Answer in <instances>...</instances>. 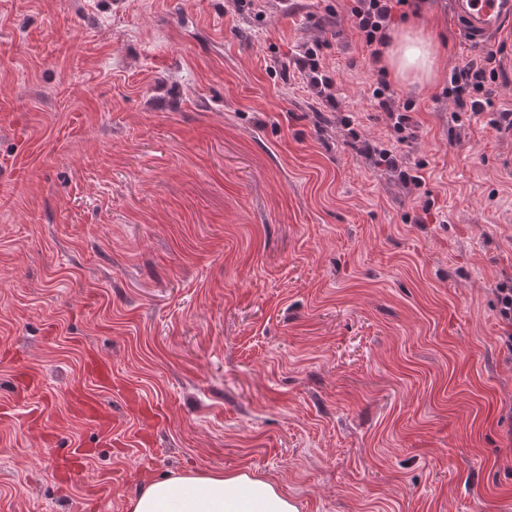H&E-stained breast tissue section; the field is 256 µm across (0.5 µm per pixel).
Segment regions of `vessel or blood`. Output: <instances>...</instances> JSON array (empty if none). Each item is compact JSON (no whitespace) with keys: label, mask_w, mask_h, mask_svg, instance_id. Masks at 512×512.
Instances as JSON below:
<instances>
[{"label":"vessel or blood","mask_w":512,"mask_h":512,"mask_svg":"<svg viewBox=\"0 0 512 512\" xmlns=\"http://www.w3.org/2000/svg\"><path fill=\"white\" fill-rule=\"evenodd\" d=\"M454 12L465 32L481 47L487 37L500 33L512 22V0H455ZM83 379L82 385L72 389L70 405L93 425L99 445H111L118 430V421L101 405L95 392L108 390L127 397L131 390L117 381L109 363L92 350L83 356ZM87 454V448L80 445L69 449L65 455L68 479L82 477Z\"/></svg>","instance_id":"b4317fda"}]
</instances>
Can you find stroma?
Listing matches in <instances>:
<instances>
[{
    "instance_id": "35a3bbf8",
    "label": "stroma",
    "mask_w": 512,
    "mask_h": 512,
    "mask_svg": "<svg viewBox=\"0 0 512 512\" xmlns=\"http://www.w3.org/2000/svg\"><path fill=\"white\" fill-rule=\"evenodd\" d=\"M407 26L438 71L391 80L400 135L348 0H0V350L43 380L16 400L0 363V512H126L216 469L299 512H512V34L474 115L443 94L479 53L451 0ZM87 347L163 407L147 441L68 413ZM318 48H309L306 50L301 63V68H308L309 72L313 74L311 76V84L314 87L328 88L331 85V79L322 73V66L320 64V58L317 54ZM389 90L390 83L387 80L386 68L381 66L377 70L376 87L372 90V96L377 100L379 107H381L384 112H388L389 118L395 121V128L400 131L408 125L410 117L403 113H397L395 115L394 112H412L413 103L406 101L402 106L394 108V102L391 96L388 95ZM498 316L504 328L501 339L512 350V286L498 288ZM88 449L89 448H84L82 445H77L74 448H70L65 454V471L68 480L61 483L60 488L62 490L67 487L68 481L82 477Z\"/></svg>"
}]
</instances>
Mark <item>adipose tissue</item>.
Segmentation results:
<instances>
[{
    "label": "adipose tissue",
    "instance_id": "adipose-tissue-1",
    "mask_svg": "<svg viewBox=\"0 0 512 512\" xmlns=\"http://www.w3.org/2000/svg\"><path fill=\"white\" fill-rule=\"evenodd\" d=\"M436 62L430 40L412 31L394 36L388 53L392 74L427 78ZM127 512H298L295 502L273 484L244 471L172 474L143 484Z\"/></svg>",
    "mask_w": 512,
    "mask_h": 512
}]
</instances>
